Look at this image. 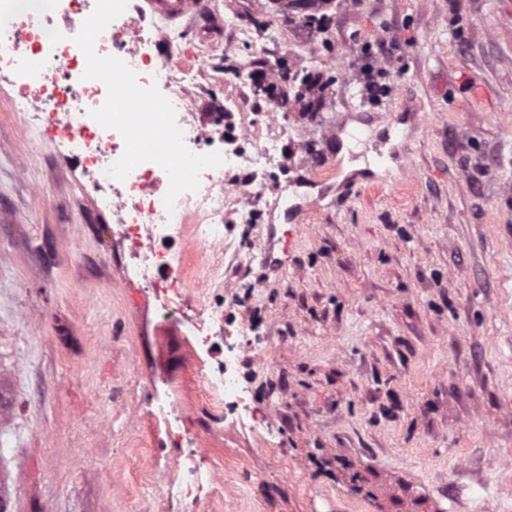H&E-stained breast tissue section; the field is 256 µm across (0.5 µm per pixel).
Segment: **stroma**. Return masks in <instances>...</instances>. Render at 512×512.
Returning a JSON list of instances; mask_svg holds the SVG:
<instances>
[{"mask_svg":"<svg viewBox=\"0 0 512 512\" xmlns=\"http://www.w3.org/2000/svg\"><path fill=\"white\" fill-rule=\"evenodd\" d=\"M291 5L202 0L170 27L174 54L207 62L200 116L275 138L282 161L260 221L197 246L190 277L218 267L224 287L178 319L76 165L18 136L0 81L6 512H512V0ZM367 42L389 72L375 102ZM351 122L365 167L347 174ZM217 299L224 337L244 306L261 340L240 355L249 414L196 388L190 324ZM187 458L220 489L167 497ZM375 52L369 44L362 47V65L359 69V78L369 99L377 100L385 92L386 84L382 83L385 70L377 65Z\"/></svg>","mask_w":512,"mask_h":512,"instance_id":"obj_1","label":"stroma"}]
</instances>
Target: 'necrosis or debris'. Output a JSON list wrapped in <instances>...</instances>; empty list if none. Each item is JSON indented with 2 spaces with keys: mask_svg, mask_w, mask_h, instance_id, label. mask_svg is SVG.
<instances>
[{
  "mask_svg": "<svg viewBox=\"0 0 512 512\" xmlns=\"http://www.w3.org/2000/svg\"><path fill=\"white\" fill-rule=\"evenodd\" d=\"M130 8V0H0V77L23 115L21 139L52 144L77 164L100 208L126 227L147 282L188 290L185 270L172 264L189 249L184 224L223 249L227 194H236L247 222L262 200L252 182L227 187V174L243 166L268 172L275 149L210 151L215 133L196 119L197 84L173 55L170 32H144ZM122 97L145 111L122 109ZM223 321L218 301L192 325L199 349L218 359L199 393L236 410L246 393L240 347L219 345Z\"/></svg>",
  "mask_w": 512,
  "mask_h": 512,
  "instance_id": "necrosis-or-debris-1",
  "label": "necrosis or debris"
}]
</instances>
